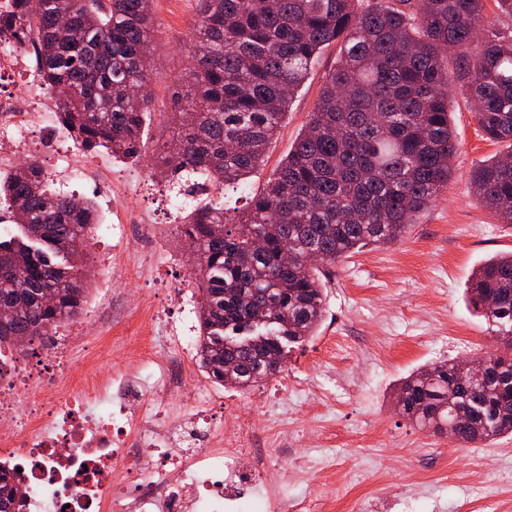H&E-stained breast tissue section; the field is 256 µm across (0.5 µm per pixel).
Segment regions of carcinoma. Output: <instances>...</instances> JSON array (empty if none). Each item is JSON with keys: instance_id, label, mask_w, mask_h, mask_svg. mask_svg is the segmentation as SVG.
Returning <instances> with one entry per match:
<instances>
[{"instance_id": "obj_1", "label": "carcinoma", "mask_w": 512, "mask_h": 512, "mask_svg": "<svg viewBox=\"0 0 512 512\" xmlns=\"http://www.w3.org/2000/svg\"><path fill=\"white\" fill-rule=\"evenodd\" d=\"M187 52L191 89L177 101L178 135L154 162L180 194L208 183L237 189L265 160L316 58L340 46L310 119L238 222L198 202L181 234L196 249L198 366L241 390L281 373L290 346L317 335L325 288L310 253L332 265L401 240L452 176L448 55L483 134L512 142V35L494 30L485 0H197ZM154 0H12L0 43L37 44L39 76L70 88L56 121L74 144L139 161L159 75L147 50ZM71 35L58 36L59 17ZM475 196L512 224V150L470 174ZM0 205L22 236H0V304L15 307L0 344L30 342L75 318L89 294L81 276L94 230L88 199L50 189L37 158L0 180ZM262 244L255 245V239ZM53 294L51 304L42 302ZM471 306L503 348L482 378L463 361L408 375L396 393L405 418L451 430L462 444L512 434V253L472 271ZM466 418L457 420L458 411ZM0 474V512H22Z\"/></svg>"}]
</instances>
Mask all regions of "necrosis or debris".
Here are the masks:
<instances>
[{
  "label": "necrosis or debris",
  "mask_w": 512,
  "mask_h": 512,
  "mask_svg": "<svg viewBox=\"0 0 512 512\" xmlns=\"http://www.w3.org/2000/svg\"><path fill=\"white\" fill-rule=\"evenodd\" d=\"M30 48L0 47V170L18 164L34 139L29 115L51 125L54 100L35 71ZM24 83L25 96L12 87ZM184 317L151 312L153 351L129 372L110 364L126 348L129 318L97 353L74 362L71 344L84 321L39 337L31 353L0 350V468L21 470L24 512H297L296 501L266 481L281 449L254 451V420L222 421L210 386L195 380L187 350L197 339L193 297L173 295Z\"/></svg>",
  "instance_id": "1"
}]
</instances>
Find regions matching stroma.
Segmentation results:
<instances>
[{"mask_svg": "<svg viewBox=\"0 0 512 512\" xmlns=\"http://www.w3.org/2000/svg\"><path fill=\"white\" fill-rule=\"evenodd\" d=\"M197 0H155L152 46L161 72L151 86V115L142 135V161L88 154L77 195L95 205L99 224H113L119 202L129 215L147 214L155 226L153 251L129 241L122 260L132 278L105 272L110 236L95 235L86 265L89 302L105 316L139 310L145 296L164 301L172 288L196 290L190 256L169 210L164 180L144 179L168 112L188 82L184 53ZM338 50L321 55L288 107V116L245 193L228 194L225 206L242 210L259 192L306 125ZM458 150L454 175L436 201L395 244L370 247L336 265H320L326 312L318 336L296 346L278 377L246 391L224 389L227 409L255 417L263 432L259 449L287 436L296 454L283 489L289 497L322 503L323 512H512V436L469 447L413 426L395 405L399 381L445 360H466L494 350L485 319L470 308L465 288L480 261L512 252V224L500 223L474 195L469 176L502 151L480 131L462 81L449 86Z\"/></svg>", "mask_w": 512, "mask_h": 512, "instance_id": "35a3bbf8", "label": "stroma"}]
</instances>
